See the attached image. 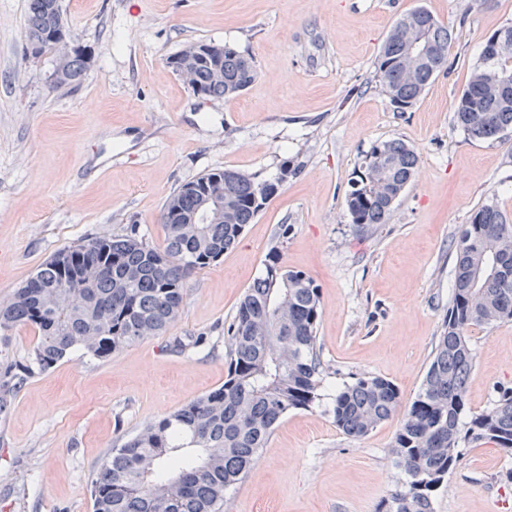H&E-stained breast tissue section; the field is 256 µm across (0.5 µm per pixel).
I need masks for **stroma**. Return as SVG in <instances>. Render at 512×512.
I'll use <instances>...</instances> for the list:
<instances>
[{
  "label": "stroma",
  "instance_id": "35a3bbf8",
  "mask_svg": "<svg viewBox=\"0 0 512 512\" xmlns=\"http://www.w3.org/2000/svg\"><path fill=\"white\" fill-rule=\"evenodd\" d=\"M425 6L452 31L448 68L399 112L376 88L396 20ZM71 47L90 66L51 89L53 52L31 57L28 0H0V302L58 250L136 232L162 245L160 215L181 184L234 169L280 184L239 244L196 274L167 331L95 359L73 350L25 377L0 412V512H93L92 481L112 449L221 387L224 328L273 247L320 291V397L286 414L224 512H377L400 489L399 421L354 439L337 429V390L393 381L406 412L448 312L452 247L478 206L512 214V131L470 139L454 102L481 46L512 25V0H61ZM250 54L255 81L232 100L194 95L168 60L185 45ZM400 139L419 171L390 220L352 224L349 183L373 146ZM290 225L278 241L280 225ZM37 330L0 331L5 370L29 363ZM466 412L512 387V322L473 329ZM433 512H512V459L463 443Z\"/></svg>",
  "mask_w": 512,
  "mask_h": 512
}]
</instances>
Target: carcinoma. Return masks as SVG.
<instances>
[{"label":"carcinoma","mask_w":512,"mask_h":512,"mask_svg":"<svg viewBox=\"0 0 512 512\" xmlns=\"http://www.w3.org/2000/svg\"><path fill=\"white\" fill-rule=\"evenodd\" d=\"M67 35L60 0H29L25 37L31 50L42 54ZM419 37L432 47V59L411 56L409 46ZM451 38L450 27L423 6L398 19L374 72L376 86L396 111L411 108L446 67ZM199 48V55L179 53L169 61L174 71H190L195 94L230 99L254 82L250 55L227 45ZM87 69L86 58L72 52L56 64L54 87L82 82ZM504 73L512 75V49L497 58L480 54L455 99V123L469 138L495 139L512 130V99L503 102L497 85ZM419 162L416 149L399 139L374 147L345 197L351 223H388ZM288 174V168L281 169L272 183L224 169L182 184L163 206L160 247L130 233L58 251L0 304V331L32 325L40 333L30 364L14 374L15 383L0 385V411L35 368L46 370L76 348L106 358L170 327L181 315L187 282L238 244L245 225ZM206 188L221 191L224 219L200 224L192 234L183 221L198 211ZM455 249L448 314L392 449L409 481L377 512H433L431 492L455 468L463 440L489 442L512 456V388L499 390L491 408L460 424L475 364L471 329L512 321V218L493 202L476 208ZM62 286L82 289L85 303L45 308V294ZM319 319L314 278L288 268L272 251L224 330L229 358L224 385L112 449L92 482L93 512H224V492L242 480L279 420L318 399ZM399 403L392 381L359 378L336 393L334 421L343 433L361 438L392 419ZM146 456L154 458L147 477L141 471Z\"/></svg>","instance_id":"1"}]
</instances>
